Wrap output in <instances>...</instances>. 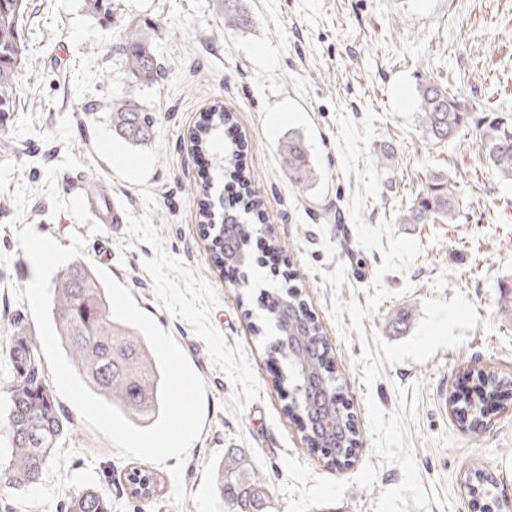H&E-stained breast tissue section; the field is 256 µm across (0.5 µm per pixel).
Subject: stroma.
Returning <instances> with one entry per match:
<instances>
[{"mask_svg": "<svg viewBox=\"0 0 512 512\" xmlns=\"http://www.w3.org/2000/svg\"><path fill=\"white\" fill-rule=\"evenodd\" d=\"M249 29H225L214 0H112L115 21L103 26L88 15L84 0H29L24 34L30 65L19 71L15 111L0 125V390H6L9 364L6 346L17 329L36 332L28 302L12 291L33 277V267L18 245L12 220L13 191L31 193L25 220L43 235L69 246V235L85 239L84 261L106 269L128 286L140 309L169 331L191 368L206 384L205 423L189 450L184 470L187 493L202 482V467L213 452L240 449L249 454L269 484L276 512H286L280 490L286 480L282 455L297 457L318 476L349 481L342 501L316 512H372L382 489L400 483L398 467L382 468L372 490L352 485L366 463H378L365 405L373 393L388 412L400 404L398 388L420 385L418 428L414 438L422 482L448 492L450 512H470L464 484L474 471L491 477L503 495L512 498V393L503 392L482 432L463 430L444 403L445 394L465 384L467 369L493 370L512 377V320L500 309L499 286L512 281V182L503 180L485 162L474 131L437 143L422 129L405 132L402 116H387L389 86L399 73L413 84L431 78L450 87L463 101L493 104L512 114V0H247ZM139 31L157 61L152 83L135 81L122 63L126 29ZM137 98L154 128H165L167 161L157 162L147 186L155 210L152 223L165 250L199 268L216 288L220 305L212 321L227 345L241 344L258 378L259 401L234 418L223 404L231 384L209 357L204 342L183 319L161 308L152 280L142 267L153 249L127 235L125 227L96 223L80 200L62 185L67 171L94 179L134 216L145 203L138 186L119 179L93 149V124L107 113L112 100ZM230 112V126L243 145L241 162L250 173L251 189L260 197L262 229L258 240L277 238L280 253L294 276L306 308L321 325L331 349L341 395L360 432L358 448L348 463L324 466L308 451L288 391L276 386V368L284 360L267 356L253 333L262 313V294L281 288L282 281L256 266L248 279H225L211 261L193 190L214 179L218 194L231 180L201 166L189 136L213 103ZM354 120L367 109L381 114L371 155L383 171L380 191L366 201L368 225L395 222L397 234L414 237L422 253L406 274L389 273L383 286L393 291L377 313L363 322L366 338L388 342L408 338L423 315L427 298L451 299L463 291L481 320L492 327L471 331L461 346L438 350L426 363L384 365L382 377L366 388L356 359L359 340L343 342L329 310L332 285L322 275L344 263L347 281L343 301L366 305L371 282L383 258L357 241L348 205L359 187L345 175L334 148L339 127L335 106ZM302 137L316 179L308 192L288 180L279 145L288 135ZM448 174L456 183L460 209L452 224H400L396 218L409 206L431 173ZM320 273L311 274L308 264ZM414 290L401 294L404 281ZM411 311L404 328L393 330L397 313ZM72 424L38 484L23 491L30 512H65L73 490L93 486L112 499V512H196L193 502L175 507L167 458L153 470L161 487L143 498L125 480L133 459L81 421L75 407L57 398Z\"/></svg>", "mask_w": 512, "mask_h": 512, "instance_id": "1", "label": "stroma"}]
</instances>
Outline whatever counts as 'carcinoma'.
Here are the masks:
<instances>
[{
  "instance_id": "obj_1",
  "label": "carcinoma",
  "mask_w": 512,
  "mask_h": 512,
  "mask_svg": "<svg viewBox=\"0 0 512 512\" xmlns=\"http://www.w3.org/2000/svg\"><path fill=\"white\" fill-rule=\"evenodd\" d=\"M224 11V28L245 29L249 16L241 0H217ZM86 11L107 24L114 22L112 0H84ZM27 0H0V112L14 111L13 86L18 69L31 62L23 33ZM129 45L124 57L127 72L142 83L155 80V57L135 31H128ZM419 115L428 139L445 142L465 127L479 130V150L500 177L512 181V117L497 114L491 106L474 107L461 101L449 88L426 79L418 86ZM112 131L127 143L140 146L149 141V123L143 108L132 98L111 105ZM481 116H476V113ZM231 114L215 104L195 132L197 146L212 152L214 167L225 170L237 157L234 144L224 143V124ZM288 166V178L303 192L315 179V171L301 139L288 136L280 145ZM242 186L238 210L232 217L216 214L212 186L207 182L200 197V219L213 238V261L217 266L232 264L248 275L257 263L250 217L259 212L261 200L249 188L244 170L230 172ZM460 203L455 181L435 173L426 181L417 199L403 211V224H453ZM264 322L253 329L265 338V325L275 335L269 341L270 357L287 361L276 385L288 387L291 405L304 424L303 441L321 452L327 466L347 459L358 447L359 430L353 415L342 403L339 387L331 376L330 358L322 327L303 309L301 296L291 290L264 293ZM51 317L64 347L72 352L74 367L88 388L118 408L129 421L146 427L160 411L159 365L144 337L112 313L106 289L95 272L77 262L56 274L53 283ZM302 340L303 356L288 359V343ZM8 363L11 379L7 401L0 415V496L10 498L25 487L38 483L66 438L70 421L60 412L44 376L37 337L19 332L11 337ZM482 398L455 399L459 423L469 429L483 420L481 403L494 398L511 381L494 373L477 374ZM156 474L135 468L129 474L130 489L147 496L154 491ZM217 495L225 512H273V498L267 482L242 450L224 453L217 471ZM66 512H112V499L92 487L69 496Z\"/></svg>"
}]
</instances>
